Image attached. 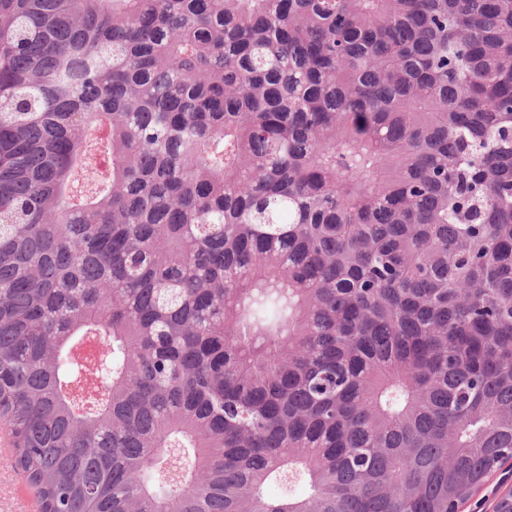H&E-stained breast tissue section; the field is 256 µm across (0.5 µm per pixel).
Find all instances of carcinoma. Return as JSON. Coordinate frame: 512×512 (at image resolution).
<instances>
[{"mask_svg": "<svg viewBox=\"0 0 512 512\" xmlns=\"http://www.w3.org/2000/svg\"><path fill=\"white\" fill-rule=\"evenodd\" d=\"M0 424L40 512H457L512 459V0H0Z\"/></svg>", "mask_w": 512, "mask_h": 512, "instance_id": "1", "label": "carcinoma"}]
</instances>
